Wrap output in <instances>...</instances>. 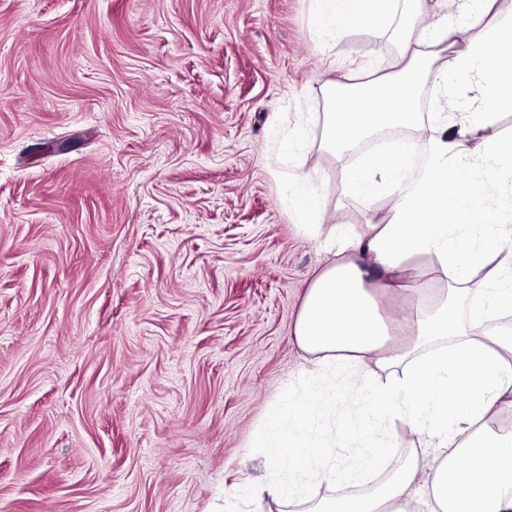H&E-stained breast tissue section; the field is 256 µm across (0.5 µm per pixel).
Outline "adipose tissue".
<instances>
[{"label":"adipose tissue","mask_w":512,"mask_h":512,"mask_svg":"<svg viewBox=\"0 0 512 512\" xmlns=\"http://www.w3.org/2000/svg\"><path fill=\"white\" fill-rule=\"evenodd\" d=\"M413 0H317L314 26L369 27L383 36L400 4ZM496 0H445L448 12H464L477 36L462 37L448 20L428 37V51L403 39V66L362 82L327 87L325 141L345 155L380 130L421 133L418 109L423 82L434 79L460 117L442 116L429 140V159L413 171L400 149L379 151L346 166L342 193L387 197V223L367 221L365 231H334L333 258L311 282L294 325L298 346L316 363L304 398L274 407L267 419L269 452L277 479L274 493L292 500L303 482L349 483L383 469L391 445L388 427L420 433L439 453L437 462L412 455L372 490L315 502L309 512H416L413 497L425 486L431 512H512V429L489 421L512 407V329H489L486 316L512 312V209L500 202L512 194V137L497 132L499 116L512 112V24L497 16ZM452 45L441 58L439 43ZM480 138L479 152L464 143ZM288 190L305 230L322 233L321 204L309 177L294 174ZM416 256L431 258L445 287L425 303L423 284L404 348L389 344L390 327L373 293L376 277L400 271ZM402 367L387 383L372 385L369 365ZM366 396L335 433H315V417L335 415L337 382ZM359 441L357 454L337 464L339 441Z\"/></svg>","instance_id":"obj_1"}]
</instances>
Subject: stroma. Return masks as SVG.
<instances>
[{"label":"stroma","mask_w":512,"mask_h":512,"mask_svg":"<svg viewBox=\"0 0 512 512\" xmlns=\"http://www.w3.org/2000/svg\"><path fill=\"white\" fill-rule=\"evenodd\" d=\"M316 0H0V512H285L263 426L305 394L293 327L343 196L329 82L386 74L385 37L317 36ZM305 148L277 159V135ZM391 340L414 300L380 296ZM306 174H289L288 190L299 214L301 225L311 235L322 234L323 212L318 197L309 187ZM291 180V181H290Z\"/></svg>","instance_id":"obj_1"}]
</instances>
